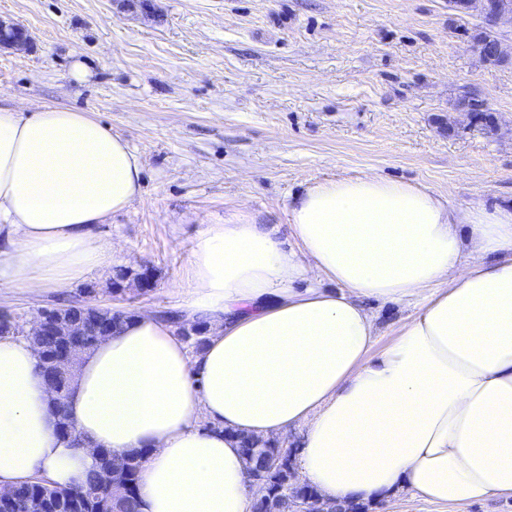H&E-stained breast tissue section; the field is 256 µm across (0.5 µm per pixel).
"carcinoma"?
Returning <instances> with one entry per match:
<instances>
[{
	"instance_id": "obj_1",
	"label": "carcinoma",
	"mask_w": 512,
	"mask_h": 512,
	"mask_svg": "<svg viewBox=\"0 0 512 512\" xmlns=\"http://www.w3.org/2000/svg\"><path fill=\"white\" fill-rule=\"evenodd\" d=\"M92 307L74 301L67 306L42 308L40 313H49L62 318H76L85 325V335L75 336L79 353L84 354L97 343L96 320L102 318L116 328L126 313L105 308L95 314ZM209 329L205 322L193 324V330L183 333V338L194 349L203 350ZM38 352V368L48 363L57 348L59 337L39 336L29 340ZM73 377L63 373L59 378L60 389L51 396V404L57 417L59 429L66 428L70 418L66 402L72 388ZM242 451L250 463V476L256 488L257 498L252 503V512H295L297 504L304 502L312 512H369L370 503L361 500L344 502L326 501L318 489L295 480L297 449L280 444L276 440H260L243 436ZM143 456L132 451L122 456L112 455L110 450H100L95 465L85 479L75 485L58 486L56 496H45V482L35 478L23 484L12 512H139L138 481ZM112 470L124 479L123 489L112 494L98 487L99 475Z\"/></svg>"
}]
</instances>
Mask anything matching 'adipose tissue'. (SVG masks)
Returning a JSON list of instances; mask_svg holds the SVG:
<instances>
[{"mask_svg":"<svg viewBox=\"0 0 512 512\" xmlns=\"http://www.w3.org/2000/svg\"><path fill=\"white\" fill-rule=\"evenodd\" d=\"M141 172L87 113L0 109V285L111 263L91 228L140 196ZM288 232L295 248L242 213L196 237L180 313L208 322L201 352L135 314L81 357L67 413L91 445L144 453L140 512H248L239 436L298 427L300 475L327 499L512 497V203L339 177L294 198ZM370 299L416 307L378 353ZM37 364L0 340V487L68 486L94 465L58 435Z\"/></svg>","mask_w":512,"mask_h":512,"instance_id":"obj_1","label":"adipose tissue"}]
</instances>
